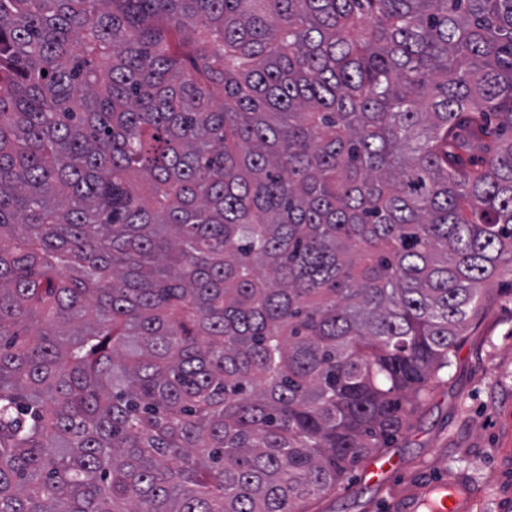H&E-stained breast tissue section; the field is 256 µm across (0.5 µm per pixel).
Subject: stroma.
Returning <instances> with one entry per match:
<instances>
[{"instance_id": "obj_1", "label": "stroma", "mask_w": 512, "mask_h": 512, "mask_svg": "<svg viewBox=\"0 0 512 512\" xmlns=\"http://www.w3.org/2000/svg\"><path fill=\"white\" fill-rule=\"evenodd\" d=\"M386 457L384 481L358 468L312 512H429L428 491L450 484L479 493L473 512H512L511 274L492 281L487 311Z\"/></svg>"}]
</instances>
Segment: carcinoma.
I'll use <instances>...</instances> for the list:
<instances>
[{
  "label": "carcinoma",
  "instance_id": "1",
  "mask_svg": "<svg viewBox=\"0 0 512 512\" xmlns=\"http://www.w3.org/2000/svg\"><path fill=\"white\" fill-rule=\"evenodd\" d=\"M512 273V0H0V512H307Z\"/></svg>",
  "mask_w": 512,
  "mask_h": 512
}]
</instances>
